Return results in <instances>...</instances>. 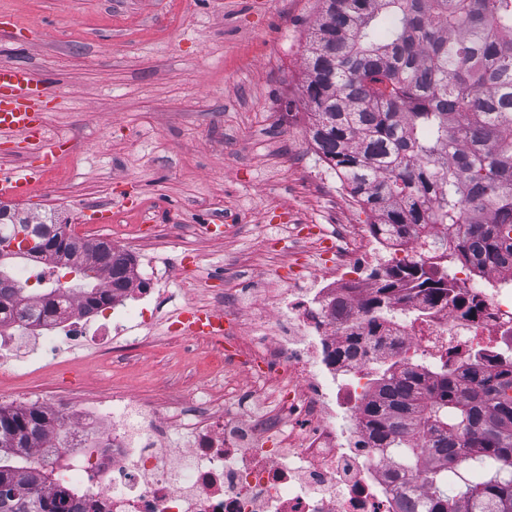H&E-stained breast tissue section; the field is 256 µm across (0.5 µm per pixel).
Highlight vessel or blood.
Segmentation results:
<instances>
[{"label":"vessel or blood","mask_w":512,"mask_h":512,"mask_svg":"<svg viewBox=\"0 0 512 512\" xmlns=\"http://www.w3.org/2000/svg\"><path fill=\"white\" fill-rule=\"evenodd\" d=\"M43 93L34 85L30 70L14 65L0 66V131L20 134L23 146L34 147L39 164L26 165L20 173L0 177V196L27 198L42 183L50 165L59 159V143L45 138L47 109Z\"/></svg>","instance_id":"obj_1"}]
</instances>
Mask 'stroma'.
Returning a JSON list of instances; mask_svg holds the SVG:
<instances>
[{
  "label": "stroma",
  "instance_id": "1",
  "mask_svg": "<svg viewBox=\"0 0 512 512\" xmlns=\"http://www.w3.org/2000/svg\"><path fill=\"white\" fill-rule=\"evenodd\" d=\"M1 12L18 26L0 30V64L27 66L48 92L70 96L46 130L66 150L61 179L18 209L72 225L98 207L121 210L95 239L138 227L167 268L212 297L232 287L229 259L242 283L271 286L291 243L265 247L259 225L370 224L361 206L306 190L321 166L301 91L316 0H0ZM243 385L212 376L201 341L168 342L160 326L109 354L62 344L53 358L32 355L0 376V405L112 388L147 401L176 392L189 405L199 389Z\"/></svg>",
  "mask_w": 512,
  "mask_h": 512
}]
</instances>
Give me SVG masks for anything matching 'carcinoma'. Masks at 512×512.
Masks as SVG:
<instances>
[{
	"label": "carcinoma",
	"instance_id": "1",
	"mask_svg": "<svg viewBox=\"0 0 512 512\" xmlns=\"http://www.w3.org/2000/svg\"><path fill=\"white\" fill-rule=\"evenodd\" d=\"M304 58L309 136L373 222L370 235L430 244L436 262L399 261L370 272L361 335L382 336L401 313L427 315L476 296L448 265L477 272L512 268V0H317ZM0 206V234L17 250L0 259V325L39 322L61 307L56 288H30L11 274L15 259L52 260L66 286L94 310L109 275L112 294L129 286L132 257L107 241L58 237V219L32 217L18 237ZM482 357L491 368L418 367L376 372L383 385L363 409L377 447L426 491L404 512H512V348ZM39 408L0 406V512H75L43 489L24 457L39 443H66ZM470 470L485 479L473 483Z\"/></svg>",
	"mask_w": 512,
	"mask_h": 512
}]
</instances>
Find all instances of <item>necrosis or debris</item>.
<instances>
[{
	"label": "necrosis or debris",
	"mask_w": 512,
	"mask_h": 512,
	"mask_svg": "<svg viewBox=\"0 0 512 512\" xmlns=\"http://www.w3.org/2000/svg\"><path fill=\"white\" fill-rule=\"evenodd\" d=\"M291 237L301 249L289 252V263L317 262L307 289L291 281L252 292L243 305L224 301L223 315L241 319L247 332L225 337L216 362L232 375L249 369L247 399L206 390L186 413L177 399L160 407L125 391L98 393L65 413L67 446L31 449L28 470L53 464L49 491L71 495L78 512H400L403 493H419L421 483L398 473L362 424V408L376 393L375 358L429 367L446 354L465 364L480 338L504 345L512 271L484 275L488 288L477 293L476 316L451 306L418 320L394 319L379 355L340 364L332 352L369 320L359 302L369 288L365 265L384 253L419 262L429 255L413 241L397 246L368 237L357 224L345 225L337 239L295 224ZM168 282L160 274L148 288L133 273L129 288L100 306L96 326L72 298L62 315L34 324L29 335L0 326V374L16 370L29 345L80 346L109 329L122 335L132 301L140 305L139 329H150ZM336 297L348 302L344 329L325 311ZM175 428L185 437L177 448L167 441Z\"/></svg>",
	"instance_id": "4bbe7bcc"
}]
</instances>
